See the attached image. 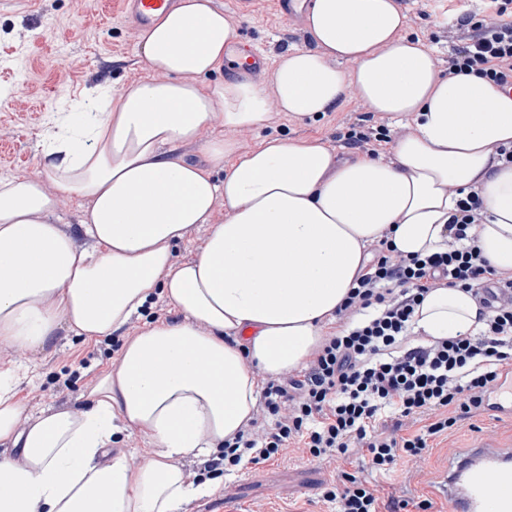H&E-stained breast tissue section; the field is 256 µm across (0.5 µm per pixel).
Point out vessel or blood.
Listing matches in <instances>:
<instances>
[{
	"instance_id": "obj_1",
	"label": "vessel or blood",
	"mask_w": 512,
	"mask_h": 512,
	"mask_svg": "<svg viewBox=\"0 0 512 512\" xmlns=\"http://www.w3.org/2000/svg\"><path fill=\"white\" fill-rule=\"evenodd\" d=\"M126 12L146 27L170 11L176 0H124ZM270 67L267 53L249 49L234 55L232 70L262 80ZM502 392L487 399L484 407L493 419L512 420V367L502 376ZM440 490L450 504L449 512H512V448L482 440L448 465Z\"/></svg>"
}]
</instances>
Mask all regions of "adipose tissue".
<instances>
[{"label":"adipose tissue","mask_w":512,"mask_h":512,"mask_svg":"<svg viewBox=\"0 0 512 512\" xmlns=\"http://www.w3.org/2000/svg\"><path fill=\"white\" fill-rule=\"evenodd\" d=\"M306 23L314 48L281 55L268 91L200 83L237 39L212 0H180L142 31L154 79L91 98L42 153L59 190L89 202L83 229L96 252L54 223L57 198L40 180H0V345L37 348L63 323L108 336L157 293L181 315L145 323L76 412L20 427L13 374L0 372V442L23 456L0 455V512H178L214 493L186 482L183 460L221 451L263 383L305 367L371 245L442 250L454 190L479 187L483 255L512 272V165L491 158L492 146L512 145V92L474 73L441 77L395 0H313ZM349 89L369 112L413 120L393 161L280 138L245 152L209 140L207 169L165 154L217 121L258 130L274 108L316 118ZM219 198L228 217L213 225ZM205 223L202 251L175 261L170 244ZM482 326L471 294L452 287L430 291L413 318L428 339ZM122 428L153 440L147 466L111 453Z\"/></svg>","instance_id":"ef3b65f1"}]
</instances>
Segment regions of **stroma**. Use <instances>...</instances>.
<instances>
[{
	"instance_id": "1",
	"label": "stroma",
	"mask_w": 512,
	"mask_h": 512,
	"mask_svg": "<svg viewBox=\"0 0 512 512\" xmlns=\"http://www.w3.org/2000/svg\"><path fill=\"white\" fill-rule=\"evenodd\" d=\"M212 3L232 18L241 43H253L273 53L283 46L313 45L311 34L295 31L271 0L246 14L236 13L227 0ZM458 12L454 0H434L427 15L409 25L408 33L430 41L437 57H447L452 43L438 17L445 13L453 18ZM140 33L135 20L124 15L122 0H0V179L18 175L41 178L46 190L58 199L55 223L81 250L93 248L81 227L88 205L75 194L59 192L41 163L48 118L54 112L76 111L82 101L101 89H118L152 78L138 50ZM354 109V100L346 97L336 109L316 119L272 112L266 127L259 131H227L216 123L202 131L199 141L178 145L169 155L207 167L204 144L221 133L244 150L269 137L318 140L329 145ZM158 310L163 321L177 317L158 295L131 323L94 342L85 341L63 324L44 347L20 350L0 345V371L16 369L15 390L25 416L81 410L99 377L111 371L120 358L125 341L136 336ZM479 437L512 443V424L479 417L476 427H462L451 443L433 449L423 465L424 478L406 481L408 465L402 461L393 472L381 476L379 483L390 496L428 498L437 512H446L448 502L436 490L448 460ZM183 471L187 480L221 477L226 486L183 503L180 512H329L321 495L337 479L332 465L298 450L229 476L223 467L205 468L199 457L185 459Z\"/></svg>"
}]
</instances>
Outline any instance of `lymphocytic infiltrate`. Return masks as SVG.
<instances>
[{
  "label": "lymphocytic infiltrate",
  "instance_id": "obj_1",
  "mask_svg": "<svg viewBox=\"0 0 512 512\" xmlns=\"http://www.w3.org/2000/svg\"><path fill=\"white\" fill-rule=\"evenodd\" d=\"M496 19L463 11L448 25L455 44L442 76L476 73L512 89V0H489ZM478 189L460 193L443 251L405 256L387 241L335 312L325 337L297 374L266 382L250 418L224 442V466L278 460L296 448L344 462L323 497L334 512H431V500H395L372 482L404 459L426 460L436 441L479 416L484 395L512 365V273L492 269L479 245ZM470 292L487 313L478 335L411 345L415 311L432 289Z\"/></svg>",
  "mask_w": 512,
  "mask_h": 512
}]
</instances>
